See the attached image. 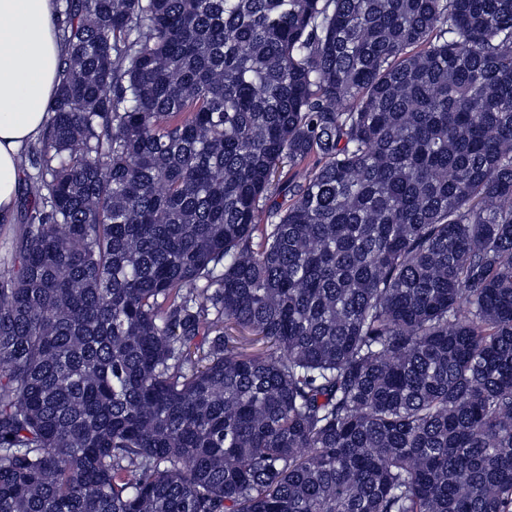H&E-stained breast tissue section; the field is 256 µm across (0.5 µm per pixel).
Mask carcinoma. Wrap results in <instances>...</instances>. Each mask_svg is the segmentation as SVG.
<instances>
[{"label": "carcinoma", "instance_id": "cac0c4a2", "mask_svg": "<svg viewBox=\"0 0 512 512\" xmlns=\"http://www.w3.org/2000/svg\"><path fill=\"white\" fill-rule=\"evenodd\" d=\"M59 12L0 512H512V0Z\"/></svg>", "mask_w": 512, "mask_h": 512}]
</instances>
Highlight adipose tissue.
<instances>
[{
    "instance_id": "obj_1",
    "label": "adipose tissue",
    "mask_w": 512,
    "mask_h": 512,
    "mask_svg": "<svg viewBox=\"0 0 512 512\" xmlns=\"http://www.w3.org/2000/svg\"><path fill=\"white\" fill-rule=\"evenodd\" d=\"M55 0H0V220L18 195L20 152L49 125L66 47Z\"/></svg>"
}]
</instances>
